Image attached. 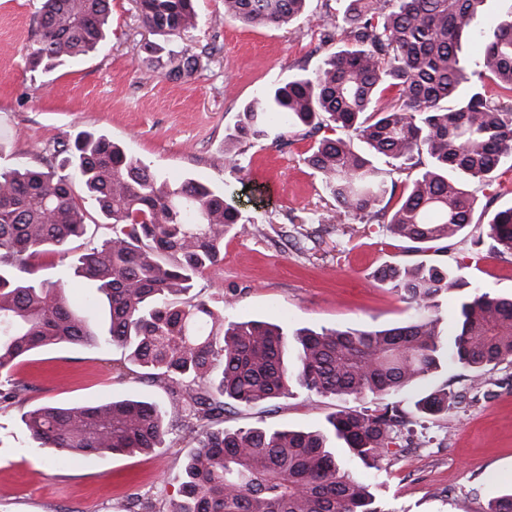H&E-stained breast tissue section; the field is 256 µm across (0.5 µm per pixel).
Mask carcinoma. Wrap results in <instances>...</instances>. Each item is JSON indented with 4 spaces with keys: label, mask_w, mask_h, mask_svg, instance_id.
I'll return each instance as SVG.
<instances>
[{
    "label": "carcinoma",
    "mask_w": 512,
    "mask_h": 512,
    "mask_svg": "<svg viewBox=\"0 0 512 512\" xmlns=\"http://www.w3.org/2000/svg\"><path fill=\"white\" fill-rule=\"evenodd\" d=\"M309 0H224V14L252 26L292 25ZM314 31L336 45L323 64L288 78L248 104L226 136L224 165L244 167L232 147L266 136L312 139L305 164L336 204L363 224H380L405 243L449 250L474 223L476 196L490 208L512 187L498 171L512 160V4L480 32L481 70H467L464 36L485 0H340ZM142 23L162 53L199 23L196 0H138ZM111 26L110 0H44L33 29L29 71L50 73L95 51ZM168 78L187 82L203 69L187 52L166 61ZM342 131L339 136L326 132ZM53 167L0 165V403L22 388L10 373L31 353L54 346L128 351L121 375L165 384L167 403L107 399L46 403L21 414L31 438L68 458L147 453L162 447L167 425L194 418V442L173 475L172 512H383L356 460L379 471L397 455L408 422L401 395L448 365L471 386L512 362V297H492L450 264H389L375 279L416 311L389 328H288L258 320L224 321L191 295L197 278L224 259V236L243 223L226 193L194 178L172 182L105 134L84 132ZM428 163L422 164L421 155ZM382 159L389 165H376ZM110 230L81 253L73 274L93 285L87 308L107 303L105 327L74 307L36 260L64 253L86 233L73 180ZM488 254H512V206L497 210ZM454 295V331L442 328L441 302ZM296 389L369 401L341 410L314 431L216 426L241 406L286 398ZM467 391L445 385L418 397L423 415L446 414Z\"/></svg>",
    "instance_id": "1"
}]
</instances>
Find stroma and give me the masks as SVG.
<instances>
[{
    "label": "stroma",
    "mask_w": 512,
    "mask_h": 512,
    "mask_svg": "<svg viewBox=\"0 0 512 512\" xmlns=\"http://www.w3.org/2000/svg\"><path fill=\"white\" fill-rule=\"evenodd\" d=\"M324 0H310V21L295 27H253L225 16L224 0H198L199 25L173 38L177 51L210 47L207 67L175 83L149 59L150 35L136 0H111L112 27L98 51L35 76L26 60L41 0H0V155L11 162L57 165L64 142L97 131L124 143L173 179L194 177L228 190L248 225L224 238V260L197 279L194 295L228 320L303 327H385L410 320L414 309L376 282L389 263L413 264L407 250L376 224L352 237L336 229L333 201L303 161L309 141L281 144L266 137L244 146V178L218 165L224 138L246 105L300 69H316L328 54L312 29L327 20ZM474 224L452 252L471 285L512 295V255L493 256ZM71 256L39 260L41 278L85 302L87 285ZM127 354L119 347L47 348L14 371L26 389L18 403H0V512H132L135 500L171 512L179 498L173 475L191 440L170 426L149 454H108L73 460L37 447L20 420L46 402L108 398L165 402L159 385L120 378ZM477 397L444 416L415 418L401 433L403 452L371 483L383 512H485L491 498L512 490V363L486 374ZM344 399L305 390L271 404L225 414L229 430L251 426L315 430Z\"/></svg>",
    "instance_id": "obj_1"
}]
</instances>
